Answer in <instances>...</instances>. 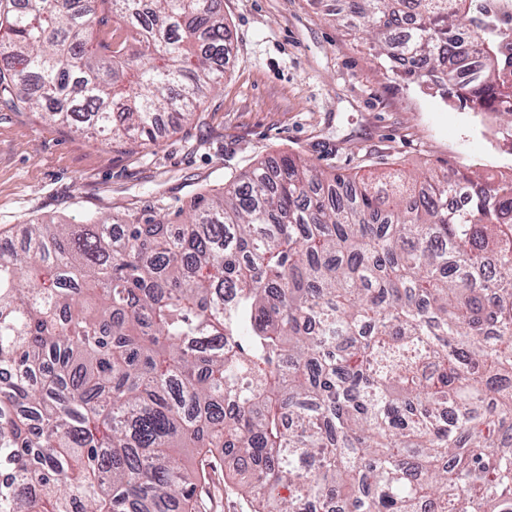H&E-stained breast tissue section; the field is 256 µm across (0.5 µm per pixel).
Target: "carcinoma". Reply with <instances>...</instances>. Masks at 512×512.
Masks as SVG:
<instances>
[{"label":"carcinoma","instance_id":"carcinoma-1","mask_svg":"<svg viewBox=\"0 0 512 512\" xmlns=\"http://www.w3.org/2000/svg\"><path fill=\"white\" fill-rule=\"evenodd\" d=\"M329 16L512 154V32L484 0ZM225 31L223 0H0V103L156 148L223 83ZM221 448L251 512H512V177L288 153L177 225L0 236V512H193Z\"/></svg>","mask_w":512,"mask_h":512}]
</instances>
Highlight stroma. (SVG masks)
I'll list each match as a JSON object with an SVG mask.
<instances>
[{
    "label": "stroma",
    "mask_w": 512,
    "mask_h": 512,
    "mask_svg": "<svg viewBox=\"0 0 512 512\" xmlns=\"http://www.w3.org/2000/svg\"><path fill=\"white\" fill-rule=\"evenodd\" d=\"M223 3L235 47L223 85L191 132L163 117L157 148L115 149L0 106V232L20 236L34 219L186 210L195 193L281 153L365 177L391 167L487 175L512 166L484 138L480 117L403 82L328 16L331 0ZM232 467L225 457L200 487L202 512H250Z\"/></svg>",
    "instance_id": "35a3bbf8"
}]
</instances>
